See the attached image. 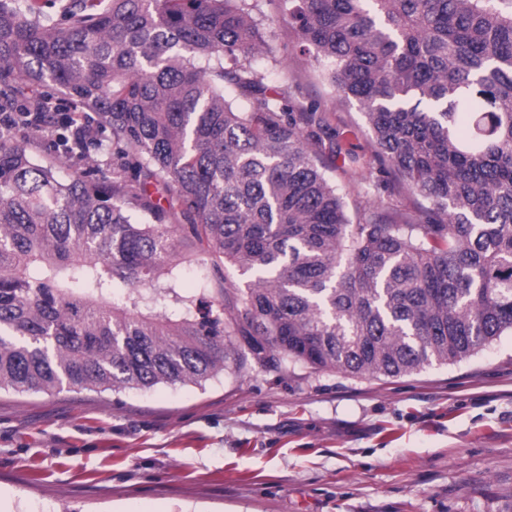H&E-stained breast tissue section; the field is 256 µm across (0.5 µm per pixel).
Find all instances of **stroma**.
Here are the masks:
<instances>
[{
	"mask_svg": "<svg viewBox=\"0 0 512 512\" xmlns=\"http://www.w3.org/2000/svg\"><path fill=\"white\" fill-rule=\"evenodd\" d=\"M278 65L269 96L330 112L369 160L357 104H336L265 0ZM61 177L112 179V137L84 159L14 133ZM0 512H512V335L404 377L253 368L204 386L0 392Z\"/></svg>",
	"mask_w": 512,
	"mask_h": 512,
	"instance_id": "35a3bbf8",
	"label": "stroma"
}]
</instances>
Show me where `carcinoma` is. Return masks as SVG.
<instances>
[{"instance_id":"carcinoma-1","label":"carcinoma","mask_w":512,"mask_h":512,"mask_svg":"<svg viewBox=\"0 0 512 512\" xmlns=\"http://www.w3.org/2000/svg\"><path fill=\"white\" fill-rule=\"evenodd\" d=\"M261 2L66 0L60 26L0 0V82L97 114L137 183L63 180L0 134V390L200 386L253 363L398 377L512 334V0H279L423 222L368 201L349 217L328 113L265 94ZM226 264L246 277L231 297Z\"/></svg>"}]
</instances>
